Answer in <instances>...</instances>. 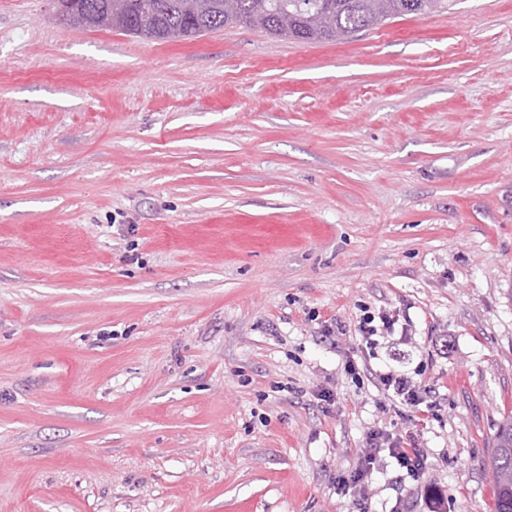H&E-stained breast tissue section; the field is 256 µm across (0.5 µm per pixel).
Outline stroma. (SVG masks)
<instances>
[{
	"mask_svg": "<svg viewBox=\"0 0 512 512\" xmlns=\"http://www.w3.org/2000/svg\"><path fill=\"white\" fill-rule=\"evenodd\" d=\"M510 411L512 0L323 42L0 0V512H355L374 429L426 461L369 512H493ZM400 321L399 310H379L377 313L365 310L358 322L361 343L368 354L384 340L395 335L396 326ZM378 384L384 391H392L393 396L397 397L400 404L406 407L415 408L425 401L422 396L421 383L414 381L406 374H398L394 371L379 372L375 374Z\"/></svg>",
	"mask_w": 512,
	"mask_h": 512,
	"instance_id": "stroma-1",
	"label": "stroma"
}]
</instances>
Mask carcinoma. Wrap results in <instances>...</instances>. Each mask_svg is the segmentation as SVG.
<instances>
[{
  "instance_id": "obj_1",
  "label": "carcinoma",
  "mask_w": 512,
  "mask_h": 512,
  "mask_svg": "<svg viewBox=\"0 0 512 512\" xmlns=\"http://www.w3.org/2000/svg\"><path fill=\"white\" fill-rule=\"evenodd\" d=\"M72 25L155 40H187L246 25L273 36L334 40L411 14L451 12L454 0H58ZM488 467L494 512H512V412L497 424Z\"/></svg>"
}]
</instances>
